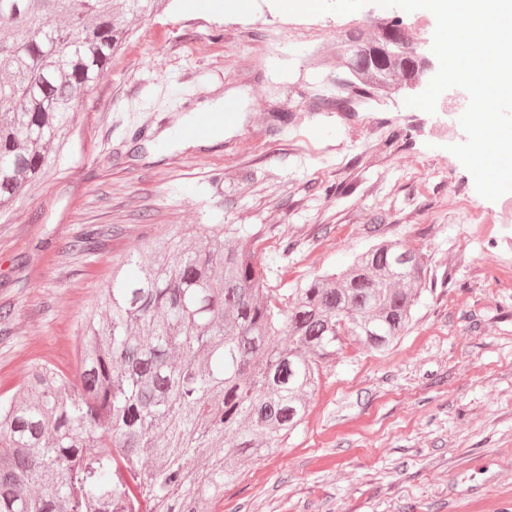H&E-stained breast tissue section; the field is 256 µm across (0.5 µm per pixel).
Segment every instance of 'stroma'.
Listing matches in <instances>:
<instances>
[{
	"label": "stroma",
	"instance_id": "1",
	"mask_svg": "<svg viewBox=\"0 0 512 512\" xmlns=\"http://www.w3.org/2000/svg\"><path fill=\"white\" fill-rule=\"evenodd\" d=\"M361 12L248 14L160 0L82 98L59 160L0 217V397L30 369L76 367L79 317L112 268L172 227L243 229L280 300L381 240L428 259L409 331L386 353L344 341L304 423L216 512H512V241L501 203L449 152L457 114L380 95L328 106ZM238 107L223 140L157 148L197 103ZM101 233L83 248L86 227Z\"/></svg>",
	"mask_w": 512,
	"mask_h": 512
}]
</instances>
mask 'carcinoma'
I'll return each instance as SVG.
<instances>
[{"label":"carcinoma","instance_id":"1","mask_svg":"<svg viewBox=\"0 0 512 512\" xmlns=\"http://www.w3.org/2000/svg\"><path fill=\"white\" fill-rule=\"evenodd\" d=\"M154 0H0V214L51 171L81 94ZM345 31L336 110L422 82L403 21ZM174 229L129 254L80 317L74 376L35 366L0 398V512H213L304 421L320 366L349 336L387 351L408 331L425 254L383 240L339 273L265 287L255 251Z\"/></svg>","mask_w":512,"mask_h":512}]
</instances>
